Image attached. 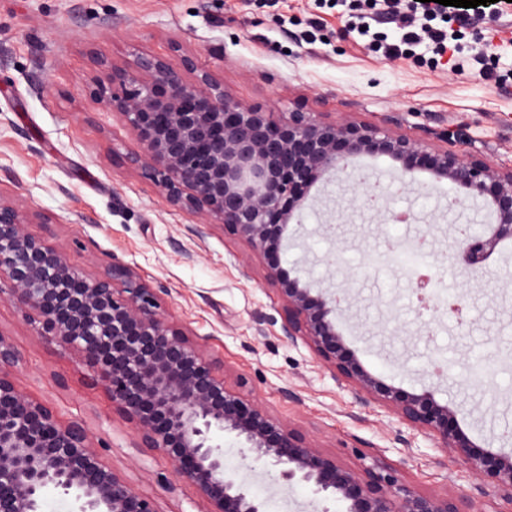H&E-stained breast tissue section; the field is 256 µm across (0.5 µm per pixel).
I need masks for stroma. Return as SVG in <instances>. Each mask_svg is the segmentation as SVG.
<instances>
[{"instance_id":"stroma-1","label":"stroma","mask_w":512,"mask_h":512,"mask_svg":"<svg viewBox=\"0 0 512 512\" xmlns=\"http://www.w3.org/2000/svg\"><path fill=\"white\" fill-rule=\"evenodd\" d=\"M362 2L0 0V190L49 216V223L27 230L51 237L73 265L96 274L117 261L164 288L178 322L223 361L227 382L315 439L325 455L355 469L375 461L399 465L425 491L473 496L475 480L430 439L378 403L361 402L305 344L287 342L286 310L262 264L250 262L248 247L222 227L196 237L194 219L130 167L128 132L96 102L92 54L123 64L144 53L173 63L193 53L242 104L387 124L411 137L459 127L466 138L449 142V149L512 167V0L445 7L456 39L435 59L422 47L386 57L363 46L348 32L349 16ZM479 41L496 48L488 74L460 73L459 61ZM360 164L382 187L379 210H364L348 186H333L335 211L311 203L301 245L281 253L283 267H301L317 287L349 283L355 318L343 326V343L350 357L402 391L427 389L443 403L467 401L474 412L461 420V430L480 446L512 454V436L503 433L512 427V242L492 254L482 277L456 269L448 246L465 217L448 209L455 187L424 172L413 187L402 186L385 157L366 156ZM400 211L413 213L415 223L386 220V213ZM422 232L431 241L426 272L446 294L471 293L465 321L445 312L423 320L412 302L416 284L404 269L367 264L385 241ZM0 333L22 357L16 382L26 395L50 403L62 420H84L104 444L105 461L152 497L159 512H202L191 485L169 490L173 468L164 455L135 447L79 353L36 336L7 300L0 301ZM438 358L448 364L441 382L429 374ZM480 361L494 367L488 386L461 390L465 371ZM396 362L407 370L394 371ZM59 375L66 387L57 386ZM284 387L297 400L284 399ZM403 436L411 451L400 444ZM245 478L268 512L282 504L288 512L343 510L314 486L285 482L272 470Z\"/></svg>"}]
</instances>
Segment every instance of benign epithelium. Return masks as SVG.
<instances>
[{"label": "benign epithelium", "mask_w": 512, "mask_h": 512, "mask_svg": "<svg viewBox=\"0 0 512 512\" xmlns=\"http://www.w3.org/2000/svg\"><path fill=\"white\" fill-rule=\"evenodd\" d=\"M92 62L118 88L97 101L129 131L130 165L171 205L205 220L198 234L219 224L265 262V280L278 286L287 311L282 336L307 345L361 401L381 404L430 437L479 487H490L505 505L499 512H512V455L480 450L459 430L457 418L471 409L440 404L427 391L405 394L342 356L339 322L350 312L343 290L315 289L269 261L288 229L302 223L312 188L344 183L365 195L379 189L368 173L353 177L355 160L375 156L396 163L407 187L422 166L449 181L459 191L451 210L470 211L481 202L492 221L479 231L456 226L449 258L462 271L482 273L498 246L512 241V168L376 124L300 111L277 120L233 101L190 55L177 65L147 53L126 66L96 55ZM49 223L0 192V299L15 301L37 335L84 356L112 409L133 430L136 447L171 462L175 480L168 488L193 485L205 512H265L264 502L224 466L220 446L210 443V432L220 430L235 435L247 466L270 462L280 478L313 484L345 512H480L474 498L421 491L398 468L353 469L325 456L299 429L225 385L224 364L175 321L162 289L120 263L90 276L50 238L26 230ZM21 362L0 333V512H40L51 488L74 493L79 512H158L153 498L103 462L82 419L63 422L49 403L19 389L14 373Z\"/></svg>", "instance_id": "7a95c632"}]
</instances>
